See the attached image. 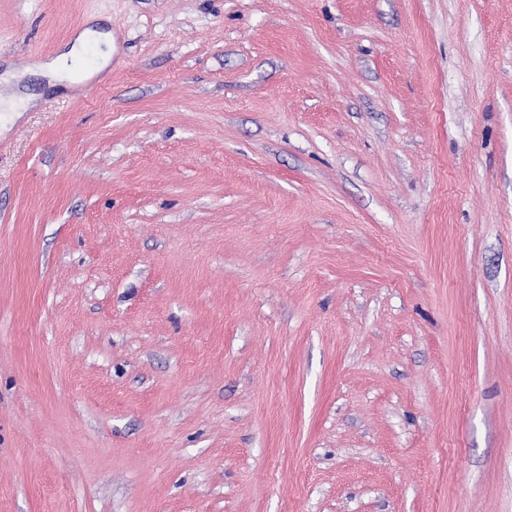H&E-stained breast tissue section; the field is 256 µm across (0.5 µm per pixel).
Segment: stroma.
Wrapping results in <instances>:
<instances>
[{"instance_id":"1","label":"stroma","mask_w":512,"mask_h":512,"mask_svg":"<svg viewBox=\"0 0 512 512\" xmlns=\"http://www.w3.org/2000/svg\"><path fill=\"white\" fill-rule=\"evenodd\" d=\"M5 73L0 512H512V0H0ZM92 36H97L107 47V51L103 55L100 66H107L112 57L113 37L111 32H104L96 30L93 27H86L80 31L76 37L69 43L68 50L60 53L54 59L45 61L40 64V68L44 73L52 76L55 80L62 82L60 77L63 71L73 72L72 64L75 62L80 52L82 51L85 43Z\"/></svg>"}]
</instances>
